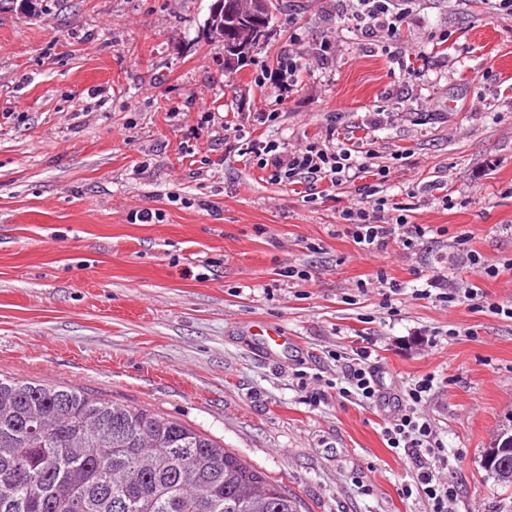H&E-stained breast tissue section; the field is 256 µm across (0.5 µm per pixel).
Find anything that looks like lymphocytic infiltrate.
<instances>
[{
  "instance_id": "obj_1",
  "label": "lymphocytic infiltrate",
  "mask_w": 512,
  "mask_h": 512,
  "mask_svg": "<svg viewBox=\"0 0 512 512\" xmlns=\"http://www.w3.org/2000/svg\"><path fill=\"white\" fill-rule=\"evenodd\" d=\"M348 20L356 27L386 32L389 40H397L409 11L397 6L395 0H348ZM237 139L245 140L246 152L257 166L265 170L270 181L302 183L308 190H317L328 183L340 186L350 182L353 167L352 151L336 138L335 123H328L322 141L286 150L277 142L247 139L244 130H237ZM377 181L358 187L357 204L342 209L338 224L345 236L365 255L374 256L385 252L395 243L405 251L414 250L427 235H445V228L409 223L406 215L389 217L385 211L387 198L382 197V184L387 178L384 168H377ZM371 345L356 347L340 380L338 393L341 397L357 396L364 402H375L382 396L374 372L369 363ZM433 377H424L405 390V406L401 413L389 419L384 427L388 447L404 449L415 454L421 464L413 485L404 486L403 495H419L427 506V512H449L448 505L457 497L455 485L442 481L438 472L449 464L448 450L440 442L421 408L433 388Z\"/></svg>"
}]
</instances>
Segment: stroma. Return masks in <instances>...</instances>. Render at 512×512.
<instances>
[{
    "mask_svg": "<svg viewBox=\"0 0 512 512\" xmlns=\"http://www.w3.org/2000/svg\"><path fill=\"white\" fill-rule=\"evenodd\" d=\"M213 2L0 0V373L176 418L282 483L300 512H425L383 428L431 375L423 413L448 448L451 512H512V489L483 467L512 431V319L412 295L418 273L444 268L512 303V16L494 0H415L392 57L344 0H279L267 41L229 73L204 27ZM298 27L310 68L280 101L262 76ZM203 106L284 145L319 139L339 113L340 141L388 168V199L446 235L362 255L335 232L349 185L311 200L270 182L200 125ZM136 211L163 220L130 223ZM472 250L500 274H476ZM380 269L402 286L397 315L357 288ZM362 337L373 404L330 386Z\"/></svg>",
    "mask_w": 512,
    "mask_h": 512,
    "instance_id": "35a3bbf8",
    "label": "stroma"
}]
</instances>
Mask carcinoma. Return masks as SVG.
Masks as SVG:
<instances>
[{
  "mask_svg": "<svg viewBox=\"0 0 512 512\" xmlns=\"http://www.w3.org/2000/svg\"><path fill=\"white\" fill-rule=\"evenodd\" d=\"M222 36L260 48L224 18ZM512 488V455L488 469ZM0 512H299L275 480L148 408L0 374Z\"/></svg>",
  "mask_w": 512,
  "mask_h": 512,
  "instance_id": "carcinoma-1",
  "label": "carcinoma"
}]
</instances>
